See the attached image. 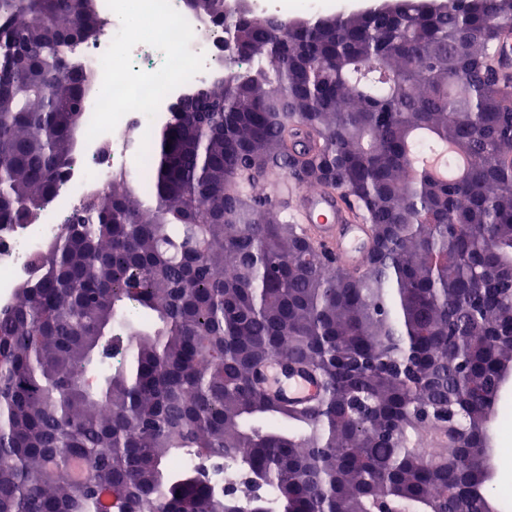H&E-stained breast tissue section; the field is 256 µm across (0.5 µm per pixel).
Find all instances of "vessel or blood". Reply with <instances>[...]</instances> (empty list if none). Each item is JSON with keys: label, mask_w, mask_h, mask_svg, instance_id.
<instances>
[{"label": "vessel or blood", "mask_w": 512, "mask_h": 512, "mask_svg": "<svg viewBox=\"0 0 512 512\" xmlns=\"http://www.w3.org/2000/svg\"><path fill=\"white\" fill-rule=\"evenodd\" d=\"M269 191L291 196L289 222L301 225L307 236L345 267L351 270L364 267L371 245V227L357 220L341 198L323 190L296 188L284 178L273 180ZM255 377L286 404L309 401L317 395L313 376L287 369L277 359L257 367Z\"/></svg>", "instance_id": "vessel-or-blood-1"}]
</instances>
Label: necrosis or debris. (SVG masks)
Instances as JSON below:
<instances>
[{
	"label": "necrosis or debris",
	"mask_w": 512,
	"mask_h": 512,
	"mask_svg": "<svg viewBox=\"0 0 512 512\" xmlns=\"http://www.w3.org/2000/svg\"><path fill=\"white\" fill-rule=\"evenodd\" d=\"M127 2L99 0L108 28L78 49L92 76L82 103L80 151L29 223L0 226V310L13 303L17 285L34 275L35 257L82 200L93 192L107 204L113 174L138 165L148 135L231 60L224 24L192 12L185 0H138L141 15L153 22L148 36L134 35Z\"/></svg>",
	"instance_id": "1"
}]
</instances>
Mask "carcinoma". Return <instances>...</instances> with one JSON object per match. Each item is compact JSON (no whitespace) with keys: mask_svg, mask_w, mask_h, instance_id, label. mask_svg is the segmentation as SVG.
<instances>
[{"mask_svg":"<svg viewBox=\"0 0 512 512\" xmlns=\"http://www.w3.org/2000/svg\"><path fill=\"white\" fill-rule=\"evenodd\" d=\"M95 2L0 0V225L73 155L90 78L59 65L102 31ZM509 22L512 0L237 17V67L151 141L153 194L113 175L0 312V512H492L476 448L512 369V112L484 63ZM420 132L466 173L429 174ZM277 174L350 199L363 274L283 219ZM274 358L318 397L260 393Z\"/></svg>","mask_w":512,"mask_h":512,"instance_id":"obj_1","label":"carcinoma"}]
</instances>
